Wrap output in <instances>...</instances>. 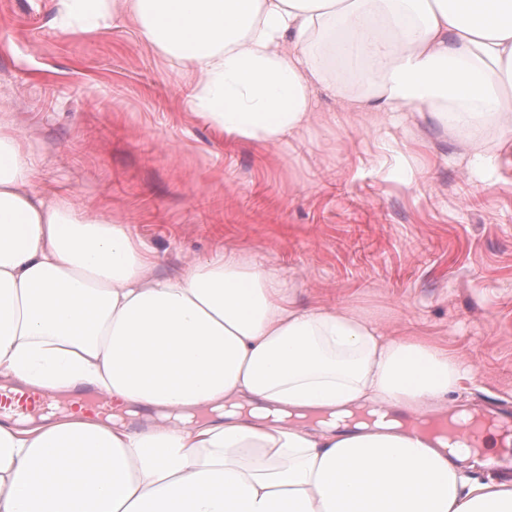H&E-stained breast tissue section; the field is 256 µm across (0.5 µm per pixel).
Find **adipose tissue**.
<instances>
[{
	"instance_id": "1",
	"label": "adipose tissue",
	"mask_w": 512,
	"mask_h": 512,
	"mask_svg": "<svg viewBox=\"0 0 512 512\" xmlns=\"http://www.w3.org/2000/svg\"><path fill=\"white\" fill-rule=\"evenodd\" d=\"M61 28L130 21L182 65L189 108L259 146L299 135L342 65L348 108L426 106L497 124L512 145V0H53ZM0 124V377L91 389L136 429L82 409L0 416V512H512L484 479L492 441L406 427L443 421L475 366L351 310L302 308L240 253L156 272L129 225L36 187Z\"/></svg>"
}]
</instances>
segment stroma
Wrapping results in <instances>:
<instances>
[{
	"label": "stroma",
	"mask_w": 512,
	"mask_h": 512,
	"mask_svg": "<svg viewBox=\"0 0 512 512\" xmlns=\"http://www.w3.org/2000/svg\"><path fill=\"white\" fill-rule=\"evenodd\" d=\"M52 0H0V121L38 185L130 225L157 270L254 256L302 306L347 308L479 370L458 406L512 431V148L426 107L381 123L320 90L310 127L273 147L221 134L176 64L133 25L60 29ZM492 159L474 167L470 141Z\"/></svg>",
	"instance_id": "1"
}]
</instances>
